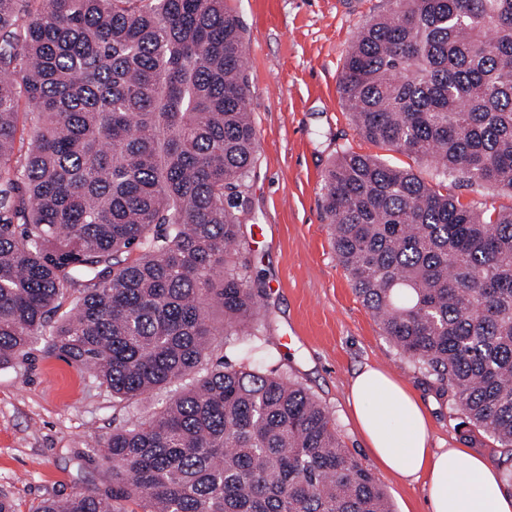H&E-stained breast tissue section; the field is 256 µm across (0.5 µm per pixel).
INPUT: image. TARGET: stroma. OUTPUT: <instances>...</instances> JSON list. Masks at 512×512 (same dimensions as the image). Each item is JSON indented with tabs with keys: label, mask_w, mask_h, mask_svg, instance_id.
<instances>
[{
	"label": "stroma",
	"mask_w": 512,
	"mask_h": 512,
	"mask_svg": "<svg viewBox=\"0 0 512 512\" xmlns=\"http://www.w3.org/2000/svg\"><path fill=\"white\" fill-rule=\"evenodd\" d=\"M245 32L248 109L257 134L256 162L242 216L239 259L262 291L259 326L266 343L256 364L287 373L334 415L354 458L372 470L394 512H426L422 481L378 467L348 403L355 372L370 364L403 382L423 403L432 447L465 448L498 472L507 465L491 443H465L459 415L433 379L401 355L356 295L331 246L322 207L323 175L349 149L413 169L414 157L363 139L344 105L339 80L347 52L371 16L389 0H225ZM162 388L128 408L65 359L34 345L27 358L0 369V492L15 512H33L47 496L105 488L112 468L88 456L116 419L147 416L169 400Z\"/></svg>",
	"instance_id": "stroma-1"
}]
</instances>
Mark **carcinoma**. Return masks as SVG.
Listing matches in <instances>:
<instances>
[{"mask_svg":"<svg viewBox=\"0 0 512 512\" xmlns=\"http://www.w3.org/2000/svg\"><path fill=\"white\" fill-rule=\"evenodd\" d=\"M244 48L224 0H0V369L40 342L125 408L187 380L93 449L112 489L35 512H392L331 411L252 365ZM339 90L362 138L436 183L342 150L322 188L336 257L464 439L512 462V208L443 193L512 195V0H394L361 27ZM218 336L241 361L205 368ZM448 194L459 195L465 201L487 202L488 205L493 203L497 208L512 207V196L507 194L492 195L491 192L481 188L457 187L448 183Z\"/></svg>","mask_w":512,"mask_h":512,"instance_id":"1","label":"carcinoma"}]
</instances>
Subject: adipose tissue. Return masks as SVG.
<instances>
[{
  "instance_id": "1",
  "label": "adipose tissue",
  "mask_w": 512,
  "mask_h": 512,
  "mask_svg": "<svg viewBox=\"0 0 512 512\" xmlns=\"http://www.w3.org/2000/svg\"><path fill=\"white\" fill-rule=\"evenodd\" d=\"M349 404L378 465L422 480L427 512H512L497 470L460 448L428 446V422L416 396L380 369L354 376Z\"/></svg>"
}]
</instances>
